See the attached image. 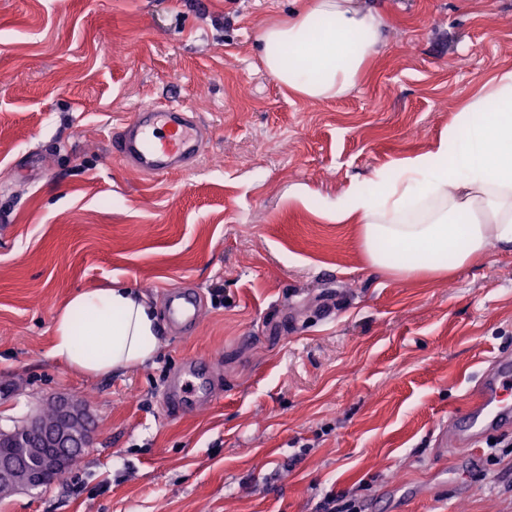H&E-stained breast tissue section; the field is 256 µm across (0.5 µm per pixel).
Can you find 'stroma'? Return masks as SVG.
Segmentation results:
<instances>
[{"instance_id":"1","label":"stroma","mask_w":512,"mask_h":512,"mask_svg":"<svg viewBox=\"0 0 512 512\" xmlns=\"http://www.w3.org/2000/svg\"><path fill=\"white\" fill-rule=\"evenodd\" d=\"M386 40L349 95L285 96L257 35L293 0H0V428L85 401L65 480L0 512H512V460L466 466L438 432L491 357L512 355V252L403 282L322 218L354 180L430 148L512 70V0H363ZM192 107L196 165L144 175L105 129L143 103ZM315 195L295 200L300 186ZM119 280L165 314L154 363L105 376L51 356L75 292ZM168 321L174 327H183L199 321L200 310L190 294L173 292L168 303Z\"/></svg>"}]
</instances>
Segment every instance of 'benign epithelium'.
<instances>
[{"mask_svg":"<svg viewBox=\"0 0 512 512\" xmlns=\"http://www.w3.org/2000/svg\"><path fill=\"white\" fill-rule=\"evenodd\" d=\"M55 416L33 414L19 431H0V497L41 486L47 475L74 463L90 441L89 415L76 400L52 401Z\"/></svg>","mask_w":512,"mask_h":512,"instance_id":"7a95c632","label":"benign epithelium"}]
</instances>
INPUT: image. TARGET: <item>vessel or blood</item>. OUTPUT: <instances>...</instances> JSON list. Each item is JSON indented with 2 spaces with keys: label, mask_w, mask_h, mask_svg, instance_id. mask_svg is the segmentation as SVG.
Here are the masks:
<instances>
[{
  "label": "vessel or blood",
  "mask_w": 512,
  "mask_h": 512,
  "mask_svg": "<svg viewBox=\"0 0 512 512\" xmlns=\"http://www.w3.org/2000/svg\"><path fill=\"white\" fill-rule=\"evenodd\" d=\"M203 131L180 102L153 104L139 109L135 119L111 137L114 157L130 168L150 175L183 171L195 162ZM168 321L175 327L198 322L200 310L186 293H171ZM512 425V357L496 356L482 379L471 404L451 420L450 442L474 447L484 432Z\"/></svg>",
  "instance_id": "1"
}]
</instances>
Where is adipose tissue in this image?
I'll use <instances>...</instances> for the list:
<instances>
[{"instance_id": "1", "label": "adipose tissue", "mask_w": 512, "mask_h": 512, "mask_svg": "<svg viewBox=\"0 0 512 512\" xmlns=\"http://www.w3.org/2000/svg\"><path fill=\"white\" fill-rule=\"evenodd\" d=\"M385 28L357 0H306L261 28V63L289 96L339 99L361 81ZM323 215L357 225L364 260L401 281L448 277L493 244L512 251V71L487 81L429 150L352 182ZM160 349L151 298L117 280L73 294L54 318L52 356L83 375L146 365Z\"/></svg>"}]
</instances>
